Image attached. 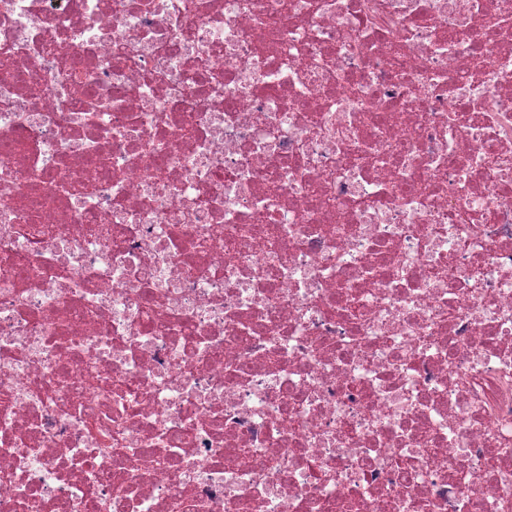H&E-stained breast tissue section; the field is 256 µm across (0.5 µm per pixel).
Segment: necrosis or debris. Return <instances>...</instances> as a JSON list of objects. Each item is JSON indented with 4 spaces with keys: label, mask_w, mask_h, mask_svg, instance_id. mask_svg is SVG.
Masks as SVG:
<instances>
[{
    "label": "necrosis or debris",
    "mask_w": 512,
    "mask_h": 512,
    "mask_svg": "<svg viewBox=\"0 0 512 512\" xmlns=\"http://www.w3.org/2000/svg\"><path fill=\"white\" fill-rule=\"evenodd\" d=\"M0 512H512V0H0Z\"/></svg>",
    "instance_id": "1"
}]
</instances>
